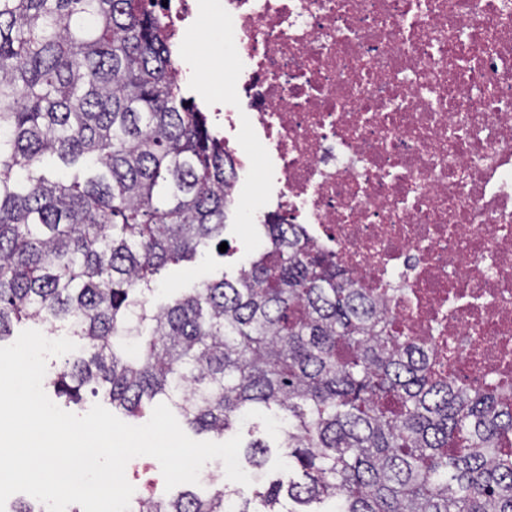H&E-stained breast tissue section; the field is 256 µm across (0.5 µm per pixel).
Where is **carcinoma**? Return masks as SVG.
Masks as SVG:
<instances>
[{
    "instance_id": "1",
    "label": "carcinoma",
    "mask_w": 512,
    "mask_h": 512,
    "mask_svg": "<svg viewBox=\"0 0 512 512\" xmlns=\"http://www.w3.org/2000/svg\"><path fill=\"white\" fill-rule=\"evenodd\" d=\"M176 70L151 0H0V342L78 338L51 379L69 404L137 416L165 396L218 437L277 411L297 479L137 512H512V411L435 376L297 225H262L235 278L149 304L164 267L219 250L237 177ZM268 452L246 445L257 470Z\"/></svg>"
}]
</instances>
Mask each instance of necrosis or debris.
<instances>
[{
  "mask_svg": "<svg viewBox=\"0 0 512 512\" xmlns=\"http://www.w3.org/2000/svg\"><path fill=\"white\" fill-rule=\"evenodd\" d=\"M273 199L433 372L512 395V0H220Z\"/></svg>",
  "mask_w": 512,
  "mask_h": 512,
  "instance_id": "4bbe7bcc",
  "label": "necrosis or debris"
}]
</instances>
